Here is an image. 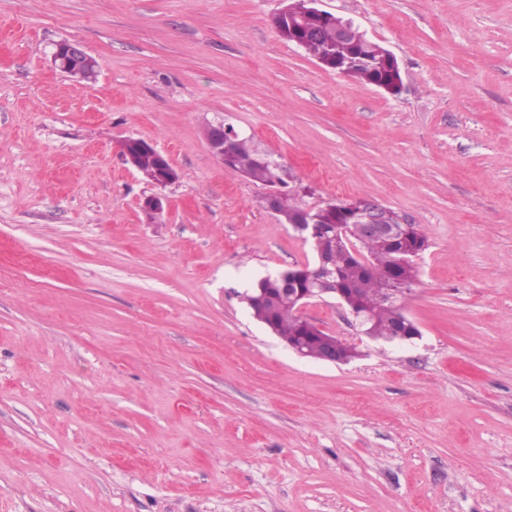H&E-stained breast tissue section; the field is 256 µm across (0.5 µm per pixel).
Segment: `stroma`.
I'll return each mask as SVG.
<instances>
[{
	"instance_id": "stroma-1",
	"label": "stroma",
	"mask_w": 512,
	"mask_h": 512,
	"mask_svg": "<svg viewBox=\"0 0 512 512\" xmlns=\"http://www.w3.org/2000/svg\"><path fill=\"white\" fill-rule=\"evenodd\" d=\"M281 6L0 0V512H512V0H322L395 54L396 97L281 40ZM221 121L423 231L419 339L315 301L358 351L333 365L253 317L313 254L210 152ZM126 137L180 172L152 223ZM52 64L74 82L81 84L95 80L100 63L76 40L63 39L54 45Z\"/></svg>"
}]
</instances>
